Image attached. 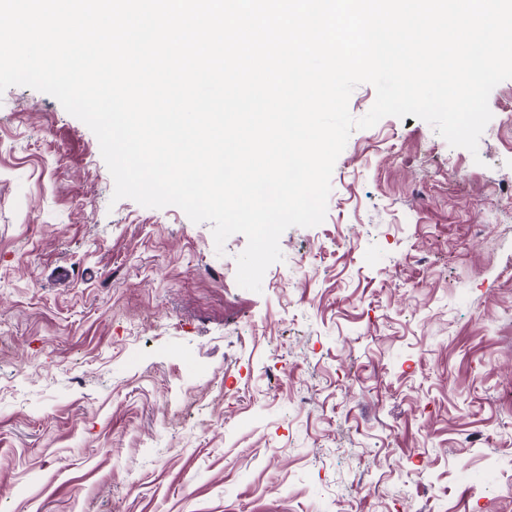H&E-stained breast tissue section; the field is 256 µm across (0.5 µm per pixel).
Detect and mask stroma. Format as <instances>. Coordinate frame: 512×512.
Listing matches in <instances>:
<instances>
[{
	"instance_id": "obj_1",
	"label": "stroma",
	"mask_w": 512,
	"mask_h": 512,
	"mask_svg": "<svg viewBox=\"0 0 512 512\" xmlns=\"http://www.w3.org/2000/svg\"><path fill=\"white\" fill-rule=\"evenodd\" d=\"M477 153L356 129L261 292L0 95V512H512V79ZM497 214L485 221L486 211Z\"/></svg>"
}]
</instances>
